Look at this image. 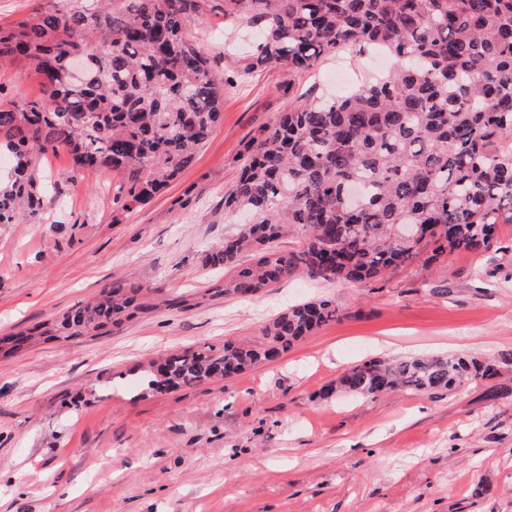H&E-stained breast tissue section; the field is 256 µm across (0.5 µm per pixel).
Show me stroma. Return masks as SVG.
<instances>
[{"instance_id": "35a3bbf8", "label": "stroma", "mask_w": 512, "mask_h": 512, "mask_svg": "<svg viewBox=\"0 0 512 512\" xmlns=\"http://www.w3.org/2000/svg\"><path fill=\"white\" fill-rule=\"evenodd\" d=\"M211 0L189 38L225 83L220 120L191 165L148 204L118 176L39 163L38 215L0 225V336L50 322L115 280L152 308L117 327L39 340L0 359V512H512V396L474 380L436 395L329 392L352 366L424 353H512V224L497 249L452 252L372 283L282 281L224 293L205 251L234 230L224 193L248 144L296 98L344 91L340 63L366 75L389 58L328 57L309 72H254L228 87L255 41L224 32ZM326 297L339 318L278 359L162 393L149 361L260 336L288 306Z\"/></svg>"}]
</instances>
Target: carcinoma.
Wrapping results in <instances>:
<instances>
[{"label":"carcinoma","instance_id":"1","mask_svg":"<svg viewBox=\"0 0 512 512\" xmlns=\"http://www.w3.org/2000/svg\"><path fill=\"white\" fill-rule=\"evenodd\" d=\"M0 27V67L23 63L42 95L0 102V224L35 217L39 156L64 151L80 168L107 167L145 204L193 160L220 117L224 84L186 30L209 0H78ZM258 29L261 42L237 69L310 71L343 51H382L385 76L332 98L298 100L248 148L224 193V223L251 220L204 253L222 269L224 295L247 297L304 275L367 283L395 267L493 247L512 224V0H224V28ZM88 58L73 80L68 59ZM302 234L298 248L273 243ZM250 254L249 262L243 255ZM141 286L116 280L96 301L56 323L0 339L4 355L34 336L67 340L118 326ZM339 317L328 299L289 307L254 345L186 350L146 370L147 386L171 390L273 361ZM512 366L466 355L368 360L331 390L365 397L451 392Z\"/></svg>","mask_w":512,"mask_h":512}]
</instances>
